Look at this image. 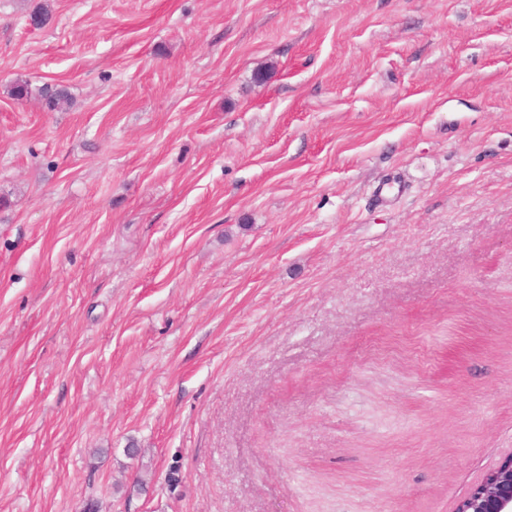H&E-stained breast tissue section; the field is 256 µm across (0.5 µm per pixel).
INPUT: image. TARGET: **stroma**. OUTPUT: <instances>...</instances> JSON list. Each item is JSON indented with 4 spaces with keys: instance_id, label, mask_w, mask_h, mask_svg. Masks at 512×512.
<instances>
[{
    "instance_id": "stroma-1",
    "label": "stroma",
    "mask_w": 512,
    "mask_h": 512,
    "mask_svg": "<svg viewBox=\"0 0 512 512\" xmlns=\"http://www.w3.org/2000/svg\"><path fill=\"white\" fill-rule=\"evenodd\" d=\"M511 453L512 0H0V512H455Z\"/></svg>"
}]
</instances>
